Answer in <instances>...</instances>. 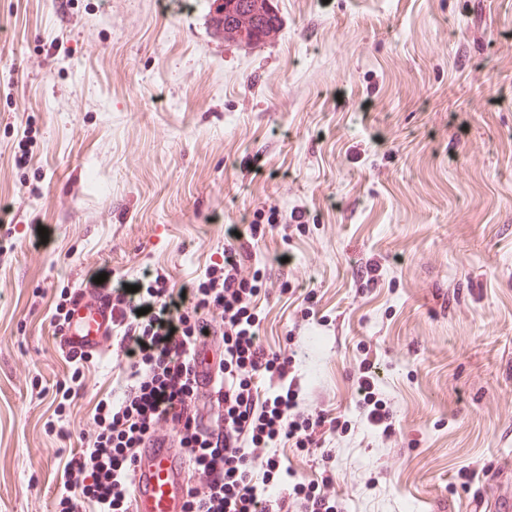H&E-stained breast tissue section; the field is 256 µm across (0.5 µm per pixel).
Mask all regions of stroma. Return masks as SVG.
Returning a JSON list of instances; mask_svg holds the SVG:
<instances>
[{
    "mask_svg": "<svg viewBox=\"0 0 512 512\" xmlns=\"http://www.w3.org/2000/svg\"><path fill=\"white\" fill-rule=\"evenodd\" d=\"M272 8L248 43L215 34L208 0H0V512H54L129 370L118 345L95 356L56 435L62 288L182 285L225 225L272 215L260 339L294 354L302 410L347 423L284 448L280 496L327 469L347 512H488L512 458V0ZM362 362L390 436L357 406Z\"/></svg>",
    "mask_w": 512,
    "mask_h": 512,
    "instance_id": "1",
    "label": "stroma"
}]
</instances>
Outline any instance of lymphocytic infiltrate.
<instances>
[{
	"label": "lymphocytic infiltrate",
	"instance_id": "obj_1",
	"mask_svg": "<svg viewBox=\"0 0 512 512\" xmlns=\"http://www.w3.org/2000/svg\"><path fill=\"white\" fill-rule=\"evenodd\" d=\"M262 233L253 224L248 237L229 235L223 260L179 288L159 270L133 293L102 289L91 278L61 291L50 321L54 335L62 334L74 297L107 295L130 372L119 399L98 401L90 438L60 475L56 512H76L82 503L94 512H133V465L144 440L157 434L191 452L186 512H257L260 486L281 474L278 444L302 451L338 433V417L300 411L291 356L260 343L263 280L245 263ZM210 348L224 385L207 398L190 361ZM333 483L327 470L320 481L295 483L291 501H277L278 512H345L343 499L327 493Z\"/></svg>",
	"mask_w": 512,
	"mask_h": 512
}]
</instances>
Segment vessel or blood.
Masks as SVG:
<instances>
[{"mask_svg": "<svg viewBox=\"0 0 512 512\" xmlns=\"http://www.w3.org/2000/svg\"><path fill=\"white\" fill-rule=\"evenodd\" d=\"M65 349L98 354L112 342V308L103 300L78 299L71 307L61 338ZM188 449L159 435L141 449L133 469L135 512H184L187 499ZM512 460L494 473V512H512Z\"/></svg>", "mask_w": 512, "mask_h": 512, "instance_id": "obj_1", "label": "vessel or blood"}]
</instances>
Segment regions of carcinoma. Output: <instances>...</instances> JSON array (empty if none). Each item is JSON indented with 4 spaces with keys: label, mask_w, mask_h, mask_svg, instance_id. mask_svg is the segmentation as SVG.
I'll list each match as a JSON object with an SVG mask.
<instances>
[{
    "label": "carcinoma",
    "mask_w": 512,
    "mask_h": 512,
    "mask_svg": "<svg viewBox=\"0 0 512 512\" xmlns=\"http://www.w3.org/2000/svg\"><path fill=\"white\" fill-rule=\"evenodd\" d=\"M209 15L215 31L227 41L258 42L279 25L272 0H224V7Z\"/></svg>",
    "instance_id": "obj_1"
}]
</instances>
